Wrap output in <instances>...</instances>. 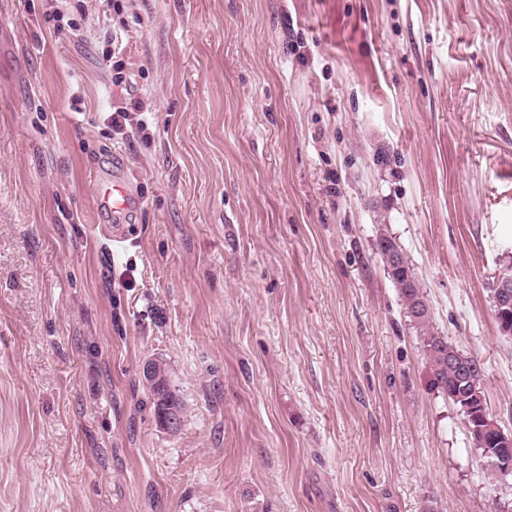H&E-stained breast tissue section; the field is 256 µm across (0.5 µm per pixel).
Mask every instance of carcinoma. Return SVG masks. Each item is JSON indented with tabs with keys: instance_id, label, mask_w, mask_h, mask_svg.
<instances>
[{
	"instance_id": "1",
	"label": "carcinoma",
	"mask_w": 512,
	"mask_h": 512,
	"mask_svg": "<svg viewBox=\"0 0 512 512\" xmlns=\"http://www.w3.org/2000/svg\"><path fill=\"white\" fill-rule=\"evenodd\" d=\"M379 255L388 250L398 253V265L391 269L390 279L403 301L405 313L421 337L423 352L432 370L434 387L448 395L465 416L466 426L475 449L490 461L507 456L512 448L504 447L498 432L483 427L482 413L488 411L482 390L483 369L478 360L450 345L447 339L432 331L430 311L418 279L411 275V265L401 247L391 238L381 235L377 240ZM164 383L147 388L154 418L161 411L173 410L186 419V406L172 389L169 368L161 362Z\"/></svg>"
}]
</instances>
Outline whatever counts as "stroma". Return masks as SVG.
<instances>
[{"label":"stroma","instance_id":"35a3bbf8","mask_svg":"<svg viewBox=\"0 0 512 512\" xmlns=\"http://www.w3.org/2000/svg\"><path fill=\"white\" fill-rule=\"evenodd\" d=\"M48 2L0 0V512H512L376 247L512 433V0ZM149 103L142 99H131L123 106L116 107L110 115L112 131L121 138L130 136L144 137L145 131L148 129L147 114L149 112ZM94 191L112 209V216L116 218L124 215L132 207V198L122 181L96 183ZM160 362V369L166 378H164L158 370L156 360L154 358H150L146 360L142 366L141 380L145 385L148 383H154L159 386L162 384L161 379L164 378V383L160 387L154 386L152 388H148L143 385L150 397L156 424L158 425L159 414L162 410H173L181 417L182 428L186 420V406L182 399L172 389L169 378L170 370L167 363L164 362L163 359H160Z\"/></svg>","mask_w":512,"mask_h":512}]
</instances>
